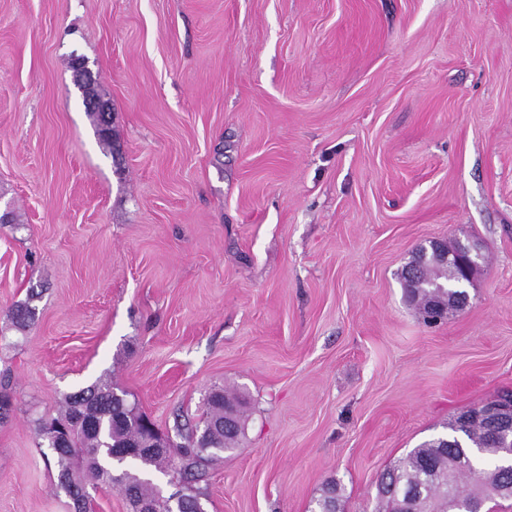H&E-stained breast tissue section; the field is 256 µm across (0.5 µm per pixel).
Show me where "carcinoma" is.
<instances>
[{
	"label": "carcinoma",
	"instance_id": "cac0c4a2",
	"mask_svg": "<svg viewBox=\"0 0 512 512\" xmlns=\"http://www.w3.org/2000/svg\"><path fill=\"white\" fill-rule=\"evenodd\" d=\"M405 283L415 285L413 300L427 314L448 307V295L459 292L455 272L442 265L416 266L411 260L402 272ZM35 318V308L23 303L14 309L13 325L25 330ZM247 400L237 391L218 393L208 400L207 417L201 433L175 421L177 441L166 452L142 449L149 433L141 426L144 414L109 385H95L65 400L57 415L40 419L38 428L46 442V462L57 472L58 488L82 492L80 512L90 509L88 487L115 484L128 501L145 500L154 512H206L205 492L199 483L205 469L221 453L235 450L245 434ZM9 384H0V420L13 410ZM230 416L234 432L211 425ZM69 424L60 453L51 451L57 438L53 423ZM451 434L422 442L400 458L380 477L377 512H399L409 496L419 499L420 512H479V504L499 497L505 484L512 485V466L499 461L498 448L489 430L480 424L467 427L453 423ZM153 467L170 476L181 487L177 496H164L146 477ZM338 488L331 483L318 500L319 512H336Z\"/></svg>",
	"mask_w": 512,
	"mask_h": 512
}]
</instances>
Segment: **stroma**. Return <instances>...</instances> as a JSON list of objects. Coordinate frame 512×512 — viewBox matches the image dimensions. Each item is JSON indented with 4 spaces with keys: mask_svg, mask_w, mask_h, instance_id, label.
Listing matches in <instances>:
<instances>
[{
    "mask_svg": "<svg viewBox=\"0 0 512 512\" xmlns=\"http://www.w3.org/2000/svg\"><path fill=\"white\" fill-rule=\"evenodd\" d=\"M5 211L0 512H73L34 420L95 384L164 433L245 392L206 512H312L331 481L374 512L512 389V0H0ZM456 239L469 303L429 325L400 273Z\"/></svg>",
    "mask_w": 512,
    "mask_h": 512,
    "instance_id": "1",
    "label": "stroma"
}]
</instances>
